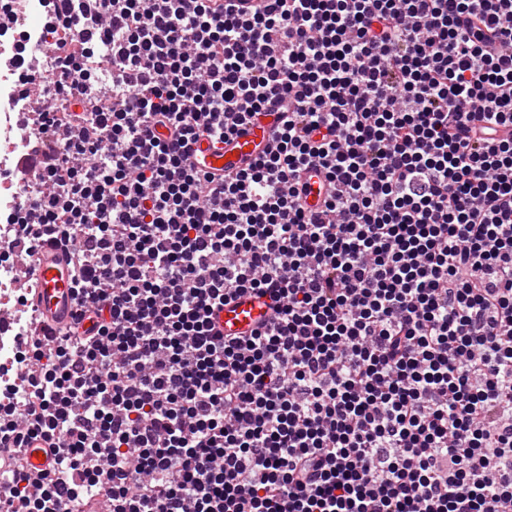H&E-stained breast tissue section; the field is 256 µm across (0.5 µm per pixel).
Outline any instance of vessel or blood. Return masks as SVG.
<instances>
[{
  "mask_svg": "<svg viewBox=\"0 0 512 512\" xmlns=\"http://www.w3.org/2000/svg\"><path fill=\"white\" fill-rule=\"evenodd\" d=\"M275 138L269 126H252L231 141L217 145L202 142L195 157V165L204 171L221 173L235 169L243 161L260 151L274 149ZM32 276L37 288L29 303L44 325L61 329L69 326L74 318L76 306L70 283L69 257L60 247L44 244L32 265ZM267 316L263 299L244 295L214 313L218 331L227 336H245L255 329ZM33 476L49 473L54 466L50 442L44 437H32L23 445Z\"/></svg>",
  "mask_w": 512,
  "mask_h": 512,
  "instance_id": "obj_1",
  "label": "vessel or blood"
}]
</instances>
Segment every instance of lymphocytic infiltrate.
Returning a JSON list of instances; mask_svg holds the SVG:
<instances>
[{
  "label": "lymphocytic infiltrate",
  "instance_id": "1",
  "mask_svg": "<svg viewBox=\"0 0 512 512\" xmlns=\"http://www.w3.org/2000/svg\"><path fill=\"white\" fill-rule=\"evenodd\" d=\"M47 8L0 257L68 246L79 311L0 367V512H512V0ZM245 293L267 324L216 332ZM275 138L268 123L251 126L247 132L235 135L230 142L219 143L212 147L208 140L200 146L201 152L194 158V164L201 170L222 174L224 170L236 169L243 161L259 151L273 150ZM221 161V166H218ZM24 452L29 461L31 474L34 477H40L49 473L54 466V456L50 451V441L42 436L31 437L23 445ZM38 454H42L44 459H39Z\"/></svg>",
  "mask_w": 512,
  "mask_h": 512
}]
</instances>
